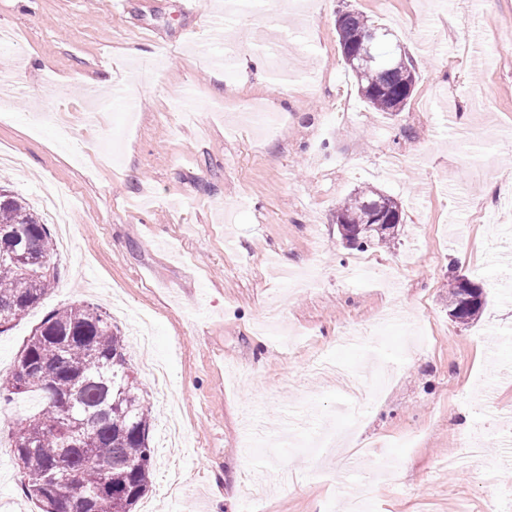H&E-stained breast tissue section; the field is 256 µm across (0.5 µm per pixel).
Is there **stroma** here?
<instances>
[{"label": "stroma", "mask_w": 512, "mask_h": 512, "mask_svg": "<svg viewBox=\"0 0 512 512\" xmlns=\"http://www.w3.org/2000/svg\"><path fill=\"white\" fill-rule=\"evenodd\" d=\"M223 0H0V146L22 169L0 179L45 221L52 185L73 194L70 247L41 304L0 333V378L49 312L91 303L125 336L151 316L133 366L163 362L184 444L161 451L152 512H343L365 473L387 467L369 512H491L512 504V212L475 217L512 186V0H311L225 31ZM356 10L398 37L416 70L406 108L373 110L336 34ZM296 37L276 77L274 38ZM164 46L163 60L153 58ZM233 51V70L214 56ZM274 114L266 133L252 107ZM370 186L402 204L394 241L347 249L336 209ZM482 282L469 325L448 317V264ZM41 405L0 403V512H39L22 491L13 434ZM358 455L313 454L327 425ZM498 460L447 468L462 438Z\"/></svg>", "instance_id": "obj_1"}]
</instances>
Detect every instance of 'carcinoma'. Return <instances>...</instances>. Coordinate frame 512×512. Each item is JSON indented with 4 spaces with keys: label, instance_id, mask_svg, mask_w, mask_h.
<instances>
[{
    "label": "carcinoma",
    "instance_id": "carcinoma-1",
    "mask_svg": "<svg viewBox=\"0 0 512 512\" xmlns=\"http://www.w3.org/2000/svg\"><path fill=\"white\" fill-rule=\"evenodd\" d=\"M339 43L374 32L379 62L357 67V89L372 108L401 112L414 71L385 27L355 11L336 20ZM382 206L397 219L402 207L374 187L357 189L336 208V224L359 234L348 247L383 245L396 235L368 226ZM59 276L49 226L23 199L0 186V333L41 303ZM486 298L466 299L461 277L448 282V310L458 323L477 320ZM37 392L44 405L14 434L24 494L40 512H132L151 483V410L118 327L102 309L73 304L50 312L17 353L0 399Z\"/></svg>",
    "mask_w": 512,
    "mask_h": 512
}]
</instances>
